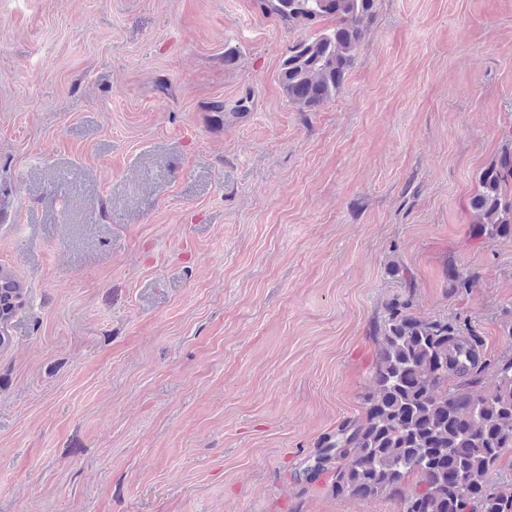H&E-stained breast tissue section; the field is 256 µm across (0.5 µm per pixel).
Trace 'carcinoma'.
Masks as SVG:
<instances>
[{
    "label": "carcinoma",
    "mask_w": 512,
    "mask_h": 512,
    "mask_svg": "<svg viewBox=\"0 0 512 512\" xmlns=\"http://www.w3.org/2000/svg\"><path fill=\"white\" fill-rule=\"evenodd\" d=\"M260 8L288 26L312 27L326 19L321 34L288 47L279 79L289 101L315 112L343 88L358 47L373 21L376 0H258ZM512 159L481 171L470 200L471 234L484 241L512 237ZM404 281L387 298L371 334L376 363L362 394L364 417L344 421L323 436L325 453L315 462L338 496L389 499L403 512H512V489L490 473L502 451L512 448V356L486 358L484 341L467 320L420 316L408 268L389 266ZM451 293L476 286L479 275L447 273ZM24 288L0 271V345L22 306ZM415 479L405 493L409 479Z\"/></svg>",
    "instance_id": "cac0c4a2"
}]
</instances>
